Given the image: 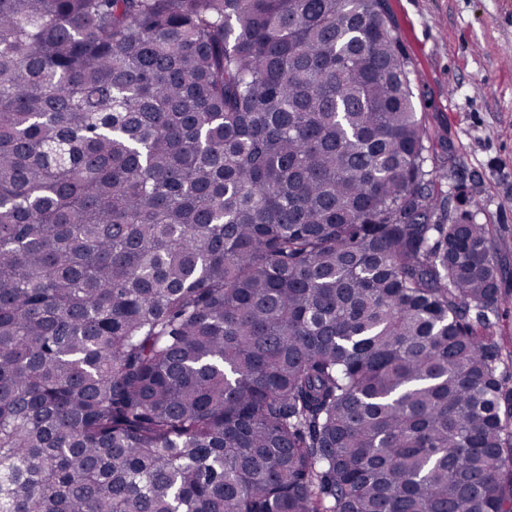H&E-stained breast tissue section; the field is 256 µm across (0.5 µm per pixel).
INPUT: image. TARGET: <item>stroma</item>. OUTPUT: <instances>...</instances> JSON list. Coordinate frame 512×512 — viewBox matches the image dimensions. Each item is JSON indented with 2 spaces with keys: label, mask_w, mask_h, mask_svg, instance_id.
Listing matches in <instances>:
<instances>
[{
  "label": "stroma",
  "mask_w": 512,
  "mask_h": 512,
  "mask_svg": "<svg viewBox=\"0 0 512 512\" xmlns=\"http://www.w3.org/2000/svg\"><path fill=\"white\" fill-rule=\"evenodd\" d=\"M452 212L495 227L512 347V0H388Z\"/></svg>",
  "instance_id": "35a3bbf8"
}]
</instances>
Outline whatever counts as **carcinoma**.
I'll return each mask as SVG.
<instances>
[{"instance_id": "cac0c4a2", "label": "carcinoma", "mask_w": 512, "mask_h": 512, "mask_svg": "<svg viewBox=\"0 0 512 512\" xmlns=\"http://www.w3.org/2000/svg\"><path fill=\"white\" fill-rule=\"evenodd\" d=\"M412 97L387 0H0V512H512Z\"/></svg>"}]
</instances>
